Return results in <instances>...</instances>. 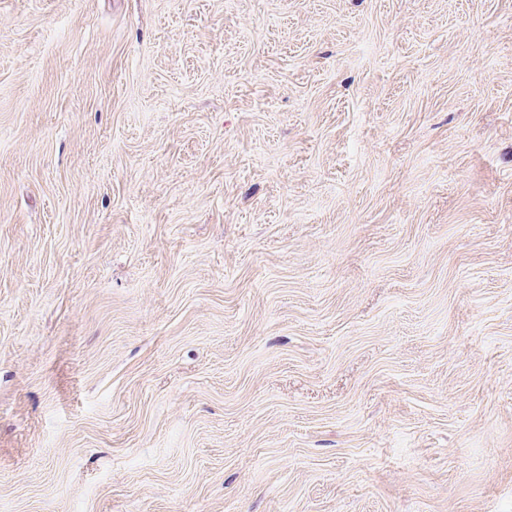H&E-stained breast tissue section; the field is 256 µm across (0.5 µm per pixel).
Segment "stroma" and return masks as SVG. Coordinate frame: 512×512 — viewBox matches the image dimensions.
<instances>
[{
	"instance_id": "stroma-1",
	"label": "stroma",
	"mask_w": 512,
	"mask_h": 512,
	"mask_svg": "<svg viewBox=\"0 0 512 512\" xmlns=\"http://www.w3.org/2000/svg\"><path fill=\"white\" fill-rule=\"evenodd\" d=\"M0 512H512V0H0Z\"/></svg>"
}]
</instances>
